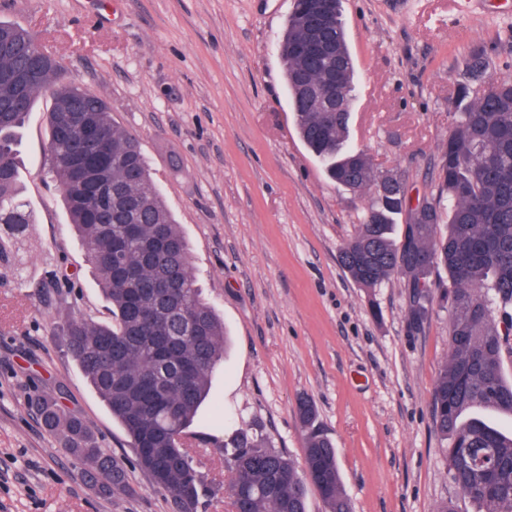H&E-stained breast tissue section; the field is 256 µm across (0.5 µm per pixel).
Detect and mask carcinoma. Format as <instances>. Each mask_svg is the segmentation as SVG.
<instances>
[{
    "label": "carcinoma",
    "mask_w": 512,
    "mask_h": 512,
    "mask_svg": "<svg viewBox=\"0 0 512 512\" xmlns=\"http://www.w3.org/2000/svg\"><path fill=\"white\" fill-rule=\"evenodd\" d=\"M309 3L331 16L327 28L315 33L317 40L336 45L347 59L342 112H322L313 103L315 89L331 81L326 60L313 63L288 51V44L311 33ZM4 33L12 43L0 42V275H21L10 258L21 250L33 215L22 198L18 135L45 96L51 100L48 172L112 306L110 323L63 321L67 350L129 436L136 462L153 485L179 512H202L211 490L184 443L224 355V322L202 297L188 241L136 137L115 123L102 98L68 81L62 59L34 33L0 20ZM280 54L300 139L337 184L372 192L362 223L340 251L346 272L365 288L380 286L394 272L408 274L415 327L428 319L434 299L448 305L451 352L433 388L432 412L450 482L483 512H512V432L480 416L491 409L512 417V380L501 369L502 336L512 333V85L498 79L489 93L460 87L467 103L454 113L438 158V192L410 207L396 178L391 189L379 191L381 174L349 143L354 63L336 0H294ZM28 56L47 57L52 65L41 81L21 91L24 105L15 109L14 87L5 77ZM462 66L472 77L483 76L484 53L469 54ZM78 95L91 108L86 116L112 154L93 200L74 180L70 158L81 143L62 111ZM461 184L468 186L464 194L458 192ZM404 211L405 233L396 239L394 216ZM438 267L447 272L450 286L433 287L429 275ZM167 278L181 287L158 288ZM38 411L44 426L59 434L72 457L93 475L100 494L126 486L124 462L100 448L89 423L66 411L52 394L39 399ZM482 448L496 450L497 469L465 461L467 452ZM218 451L232 473V505L243 512H307L310 486L327 512H352L335 448L322 434L310 435L301 472L257 431L236 433Z\"/></svg>",
    "instance_id": "1"
}]
</instances>
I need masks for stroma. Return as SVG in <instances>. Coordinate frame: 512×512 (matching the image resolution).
Listing matches in <instances>:
<instances>
[{"label": "stroma", "mask_w": 512, "mask_h": 512, "mask_svg": "<svg viewBox=\"0 0 512 512\" xmlns=\"http://www.w3.org/2000/svg\"><path fill=\"white\" fill-rule=\"evenodd\" d=\"M293 0H0V19L37 33L70 81L102 99L137 136L190 245L227 345L191 430L216 489L208 512H232L215 443L255 429L302 464L308 431L336 448L354 512H480L448 480L431 393L449 359L448 311L408 327V279L355 283L339 251L368 196L336 185L298 138L278 50ZM356 62L349 141L402 182L410 203L438 191L460 62L483 50L491 78L512 76V0H342ZM49 99L22 132L20 179L34 215L26 278H0V512H178L148 476L97 494L83 466L46 430L36 405L59 394L103 450L133 458L129 439L64 346L59 322L111 319L46 175ZM77 273L71 293L44 289Z\"/></svg>", "instance_id": "35a3bbf8"}]
</instances>
